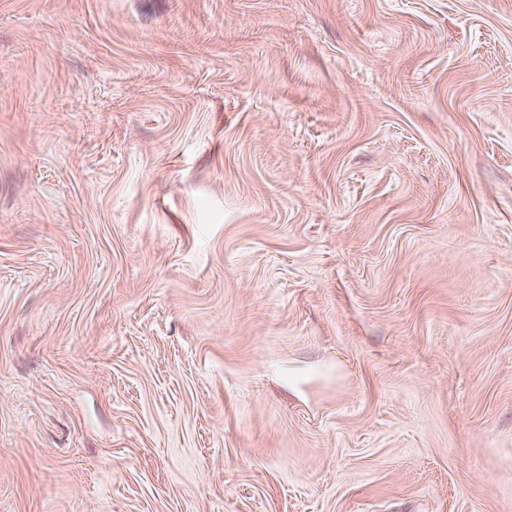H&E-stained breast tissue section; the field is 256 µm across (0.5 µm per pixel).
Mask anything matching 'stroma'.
I'll list each match as a JSON object with an SVG mask.
<instances>
[{"instance_id":"1","label":"stroma","mask_w":512,"mask_h":512,"mask_svg":"<svg viewBox=\"0 0 512 512\" xmlns=\"http://www.w3.org/2000/svg\"><path fill=\"white\" fill-rule=\"evenodd\" d=\"M0 512H512V0H0Z\"/></svg>"}]
</instances>
